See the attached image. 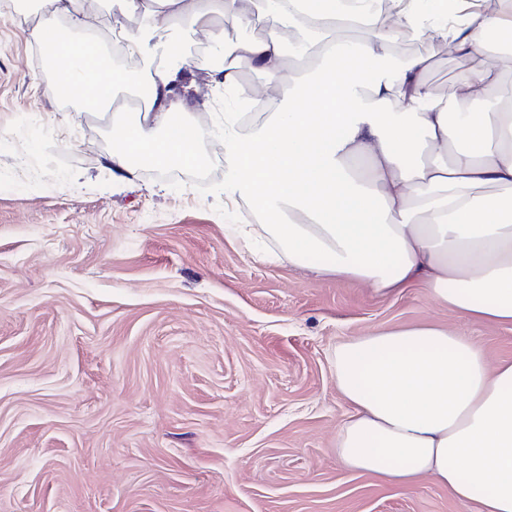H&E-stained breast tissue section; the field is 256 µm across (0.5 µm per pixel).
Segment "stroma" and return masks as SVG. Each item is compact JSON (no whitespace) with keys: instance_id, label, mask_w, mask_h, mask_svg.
I'll return each instance as SVG.
<instances>
[{"instance_id":"35a3bbf8","label":"stroma","mask_w":512,"mask_h":512,"mask_svg":"<svg viewBox=\"0 0 512 512\" xmlns=\"http://www.w3.org/2000/svg\"><path fill=\"white\" fill-rule=\"evenodd\" d=\"M32 14L0 0V512H476L424 477L344 468L342 340L416 325L512 360V328L473 322L423 289L268 262L227 230L257 218L224 194V151L190 168L113 176L111 111L52 97ZM188 105L213 128L238 101L208 81L198 28L168 31ZM447 95L466 58L429 40Z\"/></svg>"}]
</instances>
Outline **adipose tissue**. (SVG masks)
I'll list each match as a JSON object with an SVG mask.
<instances>
[{"mask_svg":"<svg viewBox=\"0 0 512 512\" xmlns=\"http://www.w3.org/2000/svg\"><path fill=\"white\" fill-rule=\"evenodd\" d=\"M32 30L55 62L54 86L83 109L105 107L119 88L145 94V110L116 120L110 158L132 180L135 156L156 166H195L206 129L173 94L175 42L161 30L188 22L224 49L211 83L242 100L253 90L242 70L266 75L276 110L243 126L224 115V193L245 199L264 222L235 225L268 261L312 267L336 281L358 280L375 293L426 289L433 300L475 322L512 325V94L500 92L512 52V19L469 9V0H390L386 10L346 0H120L122 31L138 72L115 71L93 40L65 36L87 26L84 0H47ZM269 32L228 38L225 23ZM346 26L355 41L332 39ZM413 31L471 60L448 96L425 80L431 61L407 58L390 68L393 40ZM316 49L312 68L288 75L289 55ZM483 102L482 111L466 103ZM336 387L350 412L336 432L345 467L402 484L428 476L479 512H512V361L490 364L483 349L449 329L415 326L337 344Z\"/></svg>","mask_w":512,"mask_h":512,"instance_id":"ef3b65f1","label":"adipose tissue"}]
</instances>
